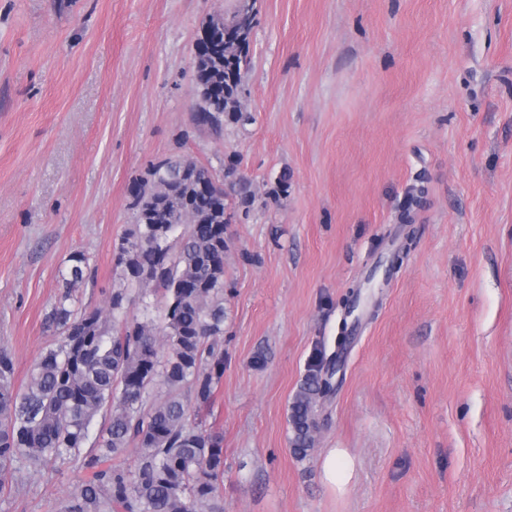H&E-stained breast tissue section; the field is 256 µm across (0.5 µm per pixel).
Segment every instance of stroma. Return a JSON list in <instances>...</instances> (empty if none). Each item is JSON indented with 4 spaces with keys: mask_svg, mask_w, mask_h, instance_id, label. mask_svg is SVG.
<instances>
[{
    "mask_svg": "<svg viewBox=\"0 0 512 512\" xmlns=\"http://www.w3.org/2000/svg\"><path fill=\"white\" fill-rule=\"evenodd\" d=\"M238 0H0V348L24 391L62 270L107 310L138 178L189 157L228 195L224 512H512V0H254L240 99L196 126L194 43ZM285 186H278L280 174ZM332 389L294 454L310 365ZM354 461L345 493L320 461ZM86 476L18 467L0 512Z\"/></svg>",
    "mask_w": 512,
    "mask_h": 512,
    "instance_id": "1",
    "label": "stroma"
}]
</instances>
